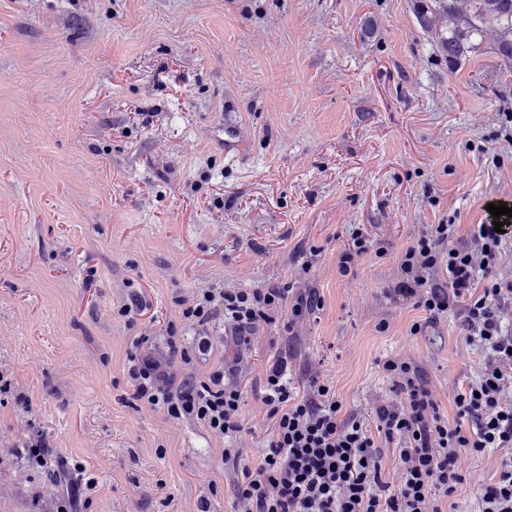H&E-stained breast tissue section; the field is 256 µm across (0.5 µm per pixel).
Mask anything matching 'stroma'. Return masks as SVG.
Instances as JSON below:
<instances>
[{
	"label": "stroma",
	"instance_id": "stroma-1",
	"mask_svg": "<svg viewBox=\"0 0 512 512\" xmlns=\"http://www.w3.org/2000/svg\"><path fill=\"white\" fill-rule=\"evenodd\" d=\"M416 4L0 0V512H234L224 451L266 452L260 390L281 357L298 391L329 383L368 422L393 396L383 361L409 359L455 416L483 365L460 311L415 335L424 312L385 290L425 225L464 236L487 204L512 208V64L489 30L449 66L447 16L422 25ZM229 123L240 150L224 149ZM354 227L387 253L343 276ZM285 282L322 308L238 346L214 321L205 352L172 301ZM172 333L193 352L178 375L236 359L233 438L133 399L134 339L163 358ZM39 435L47 468L25 456ZM500 457L465 459L447 512H479Z\"/></svg>",
	"mask_w": 512,
	"mask_h": 512
}]
</instances>
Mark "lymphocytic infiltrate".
Instances as JSON below:
<instances>
[{
    "label": "lymphocytic infiltrate",
    "instance_id": "obj_1",
    "mask_svg": "<svg viewBox=\"0 0 512 512\" xmlns=\"http://www.w3.org/2000/svg\"><path fill=\"white\" fill-rule=\"evenodd\" d=\"M453 220L429 225L401 255L397 281L387 294L412 302L426 314L412 332L423 331L443 312L461 307L468 344L480 348L478 379L459 388L455 419L445 415L418 365L403 358L383 362L393 399L375 409L373 423L342 417L329 385L311 380L299 394L284 361L266 371L261 401L273 422L267 452L257 463L228 448L225 460L239 466L238 512H443L442 497L466 479L464 457L487 449L512 450V271L499 272L505 234L479 224L458 239ZM184 320L199 326L221 319L234 340L287 310L289 324L321 309L313 288L290 284L256 288H210L193 299L175 297ZM235 367L224 364L205 380L181 377L151 357L129 369L134 396L173 419L189 418L226 438L241 429L243 392L232 382ZM394 449L401 473L392 487L384 451ZM482 512H512V460L502 461L480 486Z\"/></svg>",
    "mask_w": 512,
    "mask_h": 512
}]
</instances>
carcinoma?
Returning <instances> with one entry per match:
<instances>
[{"label":"carcinoma","mask_w":512,"mask_h":512,"mask_svg":"<svg viewBox=\"0 0 512 512\" xmlns=\"http://www.w3.org/2000/svg\"><path fill=\"white\" fill-rule=\"evenodd\" d=\"M428 11L444 13L452 27L439 34L441 51L458 62L475 49L473 39L491 26L497 33L498 52L512 61V0H431Z\"/></svg>","instance_id":"carcinoma-1"}]
</instances>
